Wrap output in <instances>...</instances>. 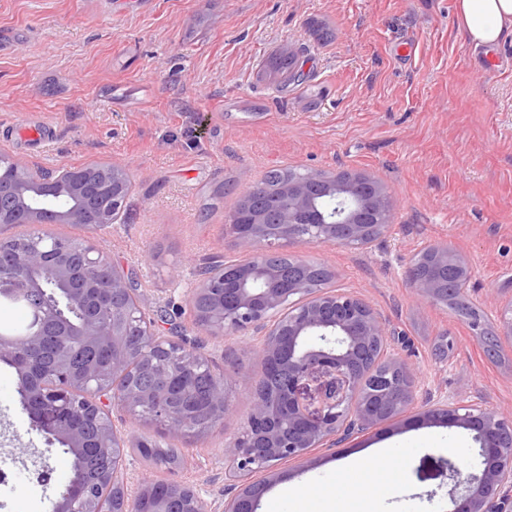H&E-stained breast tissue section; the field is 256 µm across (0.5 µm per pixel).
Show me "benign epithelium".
<instances>
[{
    "label": "benign epithelium",
    "instance_id": "benign-epithelium-1",
    "mask_svg": "<svg viewBox=\"0 0 512 512\" xmlns=\"http://www.w3.org/2000/svg\"><path fill=\"white\" fill-rule=\"evenodd\" d=\"M132 188L126 167L112 163L64 169L50 179L40 168L0 156V224H27L35 231L30 247L16 253L12 267L26 273L25 288L40 304L46 283L66 288L69 305L85 309L90 300L112 302V323L85 314L73 326L55 308L52 335L60 347L77 344L112 355L113 367L139 353L141 337L154 336L136 288L100 246L80 240L64 246L40 230L45 224H76L94 231L117 222ZM329 195L338 206L320 211L316 198ZM390 200L388 187L364 174L340 176L320 169H305L286 178L268 195L246 191L239 213L226 227L243 260L216 263L193 289L191 300L208 301L197 312L195 325L210 336H232L249 331L262 336L257 354L263 367L252 397L251 412L240 437L224 449L229 462L224 489V512H258L260 501L276 478L275 467L302 462L317 448H336L355 434L384 425L396 428L413 424L462 427L473 432L481 457V473L461 476L447 468L458 490L452 512H512V412L488 411L466 402L460 390L448 398L426 391L425 401L415 408L418 383L408 361L392 347L395 333L382 317L359 297L328 288L308 277L315 264L294 256L289 264L278 262L284 248L296 241L361 248L380 238L388 225L377 216ZM433 271L422 274L410 269L407 283L416 299L443 302L460 291L470 279L465 257L446 244L427 248ZM81 257V267L72 264ZM499 307V325L494 331L477 325L484 350L500 352L502 340H512V299ZM159 347L175 351L178 361L170 367L171 381H186L206 364L201 354L169 338ZM329 376L321 413L310 414L301 400L305 381L315 373ZM55 393L64 394L80 384L83 407L102 420L103 446H112V464L121 473L124 440L112 427L104 401L111 398L123 409H150L168 431L189 432L195 424L208 425L223 419L229 410L228 382L210 373L208 397L196 408L174 413L169 385L132 386L111 395L92 384L95 371L75 377L67 359L58 364ZM18 393L28 398V414L36 427L66 444L79 456L85 441L71 410L53 406L48 393L28 386L25 374L17 372ZM159 482L147 480L131 495L124 482H114L112 512H142V502H151L150 512H206V506L187 485L170 482L161 496L154 495ZM89 507L82 512H100L89 484L73 480L51 501V512H74L77 499Z\"/></svg>",
    "mask_w": 512,
    "mask_h": 512
}]
</instances>
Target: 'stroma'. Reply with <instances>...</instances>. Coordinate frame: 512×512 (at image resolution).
I'll return each mask as SVG.
<instances>
[{
	"instance_id": "stroma-1",
	"label": "stroma",
	"mask_w": 512,
	"mask_h": 512,
	"mask_svg": "<svg viewBox=\"0 0 512 512\" xmlns=\"http://www.w3.org/2000/svg\"><path fill=\"white\" fill-rule=\"evenodd\" d=\"M283 53L296 78L270 73ZM55 173L91 162L125 166L133 191L116 224L88 231L132 277L159 331L180 311L181 342L230 379L231 406L200 437H175L110 406L127 447L124 481L192 487L224 512V450L243 432L261 374L251 334L210 336L188 312L211 262L240 259L225 224L244 192L274 168L359 172L393 203L387 231L365 248L294 243L325 266L330 287L368 302L397 336L425 387L512 411V342L488 358L471 327L407 286L414 257L445 243L468 258L466 296L497 324L487 295L512 298V35L467 43L455 0H0V154ZM452 343L443 360L435 350ZM179 448L177 468L133 453L137 441ZM458 443V427L379 429L307 467L284 464L259 512H314L295 485L330 490L336 463L373 452L398 462L401 493L357 501L361 512H448V477L422 473ZM71 455L36 429L0 364V512H49Z\"/></svg>"
}]
</instances>
